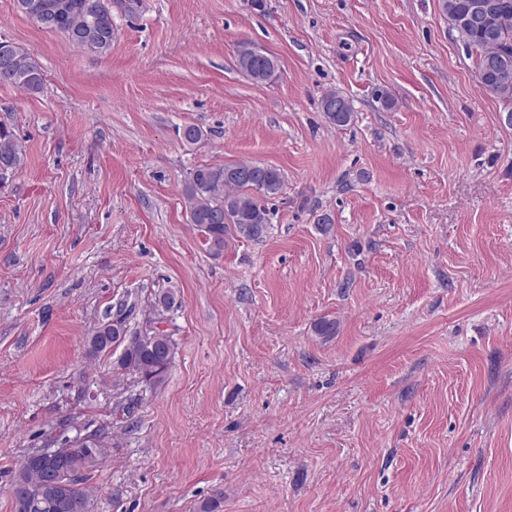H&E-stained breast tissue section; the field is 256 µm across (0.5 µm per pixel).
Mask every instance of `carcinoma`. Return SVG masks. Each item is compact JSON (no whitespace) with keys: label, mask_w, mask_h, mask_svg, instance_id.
<instances>
[{"label":"carcinoma","mask_w":512,"mask_h":512,"mask_svg":"<svg viewBox=\"0 0 512 512\" xmlns=\"http://www.w3.org/2000/svg\"><path fill=\"white\" fill-rule=\"evenodd\" d=\"M450 30L478 55L479 88L498 101L512 104V0H496L500 9L492 14L489 28L493 35L470 24L468 17L475 0H441ZM65 11L52 30L60 32L75 46L106 55L112 49V0H65ZM238 70L254 83L269 81L278 68L277 59L254 45L242 42L236 51ZM0 84L34 94L43 89L41 65L27 52L12 50V72L0 74ZM321 110L326 119L345 126L353 117L349 101L335 91L324 93ZM17 173L25 166L26 153L11 130L0 126V163ZM283 187L280 170L274 166L241 162L232 165L195 167L185 182L183 195L191 223L205 234L206 245L214 256L224 252V236L234 231L243 238L260 242L270 224L269 211L260 198L277 195ZM100 322L86 338L90 356L121 349L117 369L149 387L162 385L174 358V343L163 332L140 334L124 328L122 339L115 338L113 323ZM94 452L84 446L70 448L66 457L54 461L29 456L15 471L11 484L14 512H91L94 487L88 484L109 447L105 433L95 431Z\"/></svg>","instance_id":"carcinoma-1"}]
</instances>
